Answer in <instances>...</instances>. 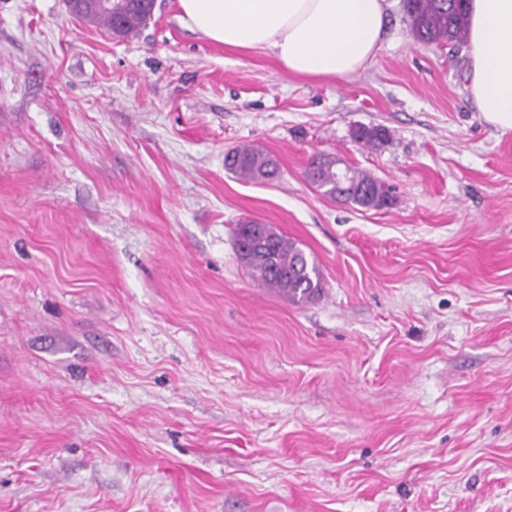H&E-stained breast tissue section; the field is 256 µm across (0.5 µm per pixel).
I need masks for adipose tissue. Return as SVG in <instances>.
<instances>
[{
	"instance_id": "adipose-tissue-1",
	"label": "adipose tissue",
	"mask_w": 512,
	"mask_h": 512,
	"mask_svg": "<svg viewBox=\"0 0 512 512\" xmlns=\"http://www.w3.org/2000/svg\"><path fill=\"white\" fill-rule=\"evenodd\" d=\"M182 22L238 50H269L288 74L344 78L384 39L388 0H178ZM467 90L488 124L512 130V0H470Z\"/></svg>"
}]
</instances>
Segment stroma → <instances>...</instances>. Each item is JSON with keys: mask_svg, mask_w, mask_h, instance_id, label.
<instances>
[{"mask_svg": "<svg viewBox=\"0 0 512 512\" xmlns=\"http://www.w3.org/2000/svg\"><path fill=\"white\" fill-rule=\"evenodd\" d=\"M388 3L367 69L309 81L178 0L128 39L0 0V512H512V131ZM319 153L394 203L324 196ZM247 220L320 297L251 278ZM354 139L367 146L376 147L389 140V131L381 126H360L353 133ZM224 165L237 177L250 181L268 179L277 172L274 158L251 144H241L230 150ZM255 228V229H254ZM266 239L265 246L273 254L272 262L251 257L245 259L242 247L251 255L255 236ZM241 238V239H239ZM236 253L248 268L252 279L263 288L277 291L294 302H308L323 292V279L318 266L295 242L288 240L267 224H237Z\"/></svg>", "mask_w": 512, "mask_h": 512, "instance_id": "obj_1", "label": "stroma"}]
</instances>
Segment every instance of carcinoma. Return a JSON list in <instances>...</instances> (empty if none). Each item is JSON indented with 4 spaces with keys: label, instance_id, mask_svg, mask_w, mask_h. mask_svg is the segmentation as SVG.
Here are the masks:
<instances>
[{
    "label": "carcinoma",
    "instance_id": "1",
    "mask_svg": "<svg viewBox=\"0 0 512 512\" xmlns=\"http://www.w3.org/2000/svg\"><path fill=\"white\" fill-rule=\"evenodd\" d=\"M467 0H403L405 15L415 38L425 44L448 47L458 53L468 41L469 18ZM151 11L144 0H124L122 15L117 19L105 12H91L85 7L81 19L100 25L115 36L130 37L146 25ZM354 139L376 147L389 140V131L381 126H360ZM224 165L228 171L243 180L257 181L273 177L276 172L274 158L251 144H241L230 150ZM348 180L357 193L350 203L362 208H381L393 203L391 188L370 174L349 168ZM308 181L324 194L336 197V157L328 154L315 156L306 169ZM266 239V247L273 254L272 262L263 259H245L241 248L253 251L255 236ZM239 260L248 268L252 279L260 286L277 291L294 302H308L323 292V279L315 261L295 242L288 240L267 224H239L235 231Z\"/></svg>",
    "mask_w": 512,
    "mask_h": 512
}]
</instances>
